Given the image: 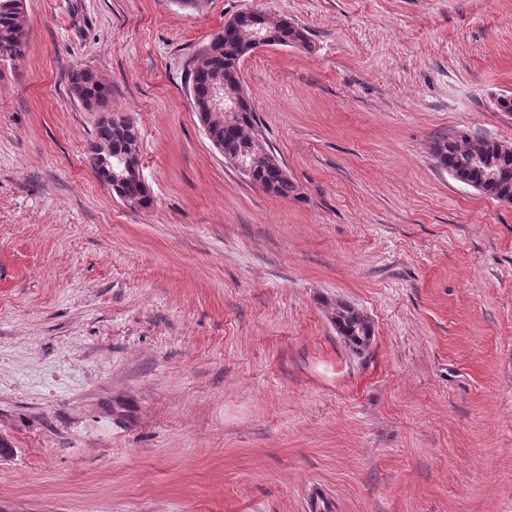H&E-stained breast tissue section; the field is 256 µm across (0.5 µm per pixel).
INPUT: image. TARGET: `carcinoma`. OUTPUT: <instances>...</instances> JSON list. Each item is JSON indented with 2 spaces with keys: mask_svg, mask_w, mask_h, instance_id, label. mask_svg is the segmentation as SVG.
Returning <instances> with one entry per match:
<instances>
[{
  "mask_svg": "<svg viewBox=\"0 0 512 512\" xmlns=\"http://www.w3.org/2000/svg\"><path fill=\"white\" fill-rule=\"evenodd\" d=\"M24 13L20 0H0V62H14L25 56L26 42L23 32ZM259 31L273 46H305L306 30L286 19L269 21L259 11L239 13L233 27H224L215 33L199 51L196 61L186 75V91L200 124L207 126L208 139L224 148V156H256L258 161L252 171V181L266 191L281 197L298 196V186L288 177L277 157L268 150L260 129V119L246 90L242 89L241 60L249 54L247 36ZM221 76L229 87L241 88L237 112L229 119H218L210 114L207 94L210 79ZM71 93L86 103L91 112L104 111L110 90L89 69L78 68L68 73ZM140 133L127 119L105 114L99 118L93 145L111 148L107 161L112 166L133 151L139 150ZM436 166L456 181L474 188L494 200L512 203V146H506L487 136H441L431 148ZM99 181L131 209H148L153 204L148 188L132 175L111 181L107 168L95 167ZM336 333L354 352L366 349L373 329L368 317L355 307L338 303L332 311Z\"/></svg>",
  "mask_w": 512,
  "mask_h": 512,
  "instance_id": "1",
  "label": "carcinoma"
}]
</instances>
